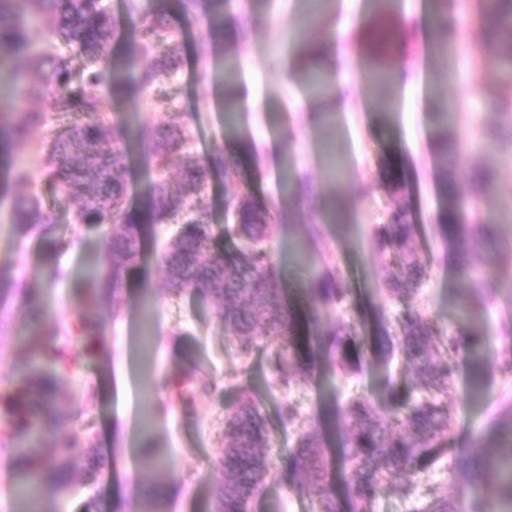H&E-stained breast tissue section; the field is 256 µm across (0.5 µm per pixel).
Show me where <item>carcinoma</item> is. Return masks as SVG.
<instances>
[{"mask_svg":"<svg viewBox=\"0 0 512 512\" xmlns=\"http://www.w3.org/2000/svg\"><path fill=\"white\" fill-rule=\"evenodd\" d=\"M228 4L229 0H208L212 20L202 44L223 37ZM482 5L486 40L502 47L506 61L512 64V0H482ZM167 13L168 0H151L145 22L140 21V0H127L123 18L111 15L101 0H0V70L9 73L18 105L8 121L9 149H23L31 130L45 122L48 112L79 118L50 136L42 182L59 202L73 205L75 223L96 226L106 236L109 262L88 283L93 301L120 308L125 284L141 259L144 225L173 224L177 232L161 265L166 289L211 297L224 327L233 335L231 349L239 359L250 357L264 337L276 342L270 365L285 385L312 377L317 347L329 355L340 373H361L362 344L353 324L342 318L328 332L309 336L304 321L287 307L278 266L263 249L272 214L270 201L245 187L225 201L232 219L225 236L231 246H220L206 186L214 174L230 182L239 180L238 166L224 158L221 146L199 155L190 148L185 127L164 128L147 148L146 207L127 203L125 176L139 121L112 119L98 88L107 86L114 101L132 107L137 104V85H155L154 106L171 107L174 94L169 85L179 74L180 57L178 32L169 24ZM45 16L52 20L53 37L76 46L83 56L79 80L72 79L64 57L48 51L35 37L33 28ZM392 31V21L382 17L368 32L367 51L378 64L374 76L380 83L387 79ZM111 39L153 49L140 79L132 78L126 58L107 55ZM435 117L433 146L448 156L451 170L459 165L453 113L444 106ZM174 157L181 160L182 180L172 190L167 172ZM495 178L493 168L472 169L470 198L449 197L436 214V231L457 259L463 278L475 275L471 258L476 252L495 251V265L485 276L484 286L511 290L512 255L502 253L500 224L480 209ZM13 186L26 189L24 195L12 197L14 223L27 233L50 238L53 213L43 205L26 168L16 165L9 170L0 180V195H9ZM415 228L408 206L400 202L373 232L379 250L399 257L397 273L386 282V292L395 299H405L408 286L427 277L409 247ZM308 292L328 309L341 310L348 304L343 278L337 272L313 276ZM457 304L467 318L482 315L486 308L483 299L470 295L460 296ZM379 329L384 360H401L409 392L400 393L396 382L387 380L390 406L385 414L359 393L342 402L346 442L336 456V468L350 492V512H371L373 502L385 491L404 499L414 497L420 473L442 460L448 471L467 483L474 484L484 475L471 466L469 451L457 446V430L446 401L463 352L469 351L470 361L480 363L476 355L481 333L466 326L457 333H445L415 307L405 308L393 323L381 321ZM101 339V326L78 313L64 337L56 330L31 334L14 353L15 389L4 405L12 421L5 440H0V454L11 459L15 477L30 494L38 488L48 489L54 497L65 493L72 485L73 472L81 473L84 484L92 485L106 465L91 430L72 424V414L58 392L66 377L81 366L82 356L91 353ZM193 372L188 368L162 377L158 387L169 398L184 402L185 383ZM277 417L281 427L293 430V446L278 467L269 455L270 430L258 395L250 386L239 388L224 433V481L215 491L218 512H250L252 500L269 475L289 487L306 479L303 487L317 500L319 512H340L330 490L331 462L323 440L299 428L301 413L296 404L280 403ZM481 442L507 466L499 497L502 503L511 504V402H506V409L495 417ZM460 509L459 500L442 497L430 500L418 512Z\"/></svg>","mask_w":512,"mask_h":512,"instance_id":"obj_1","label":"carcinoma"}]
</instances>
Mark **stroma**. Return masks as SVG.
I'll return each instance as SVG.
<instances>
[{
  "mask_svg": "<svg viewBox=\"0 0 512 512\" xmlns=\"http://www.w3.org/2000/svg\"><path fill=\"white\" fill-rule=\"evenodd\" d=\"M431 8V0L391 2L394 18L407 16L415 22L412 35L417 48L409 62L420 87L412 91L405 84L389 81L381 89L392 104L388 118L376 99L380 89L369 75L366 59H358L349 68L341 62L334 64L335 73L347 69L352 74L342 101L312 95L296 65L299 43L333 36L345 14L370 20L369 0H323L321 20L312 26L305 23L309 0H274L270 8L257 0H233L225 20L250 17L251 35L239 43H215L206 52L197 34L209 23L207 5H200L188 26L176 0H171L169 22L182 31L175 108L154 111V87L138 92L146 108L127 175L132 206L143 203L144 149L154 131L170 123L186 125L192 129L197 152L222 144L225 154L235 155L240 174L250 178L251 190L272 202L277 219L270 226L267 247L281 267L290 302L300 315L315 314L314 331H326L337 314L317 306L303 292L302 284L315 271H342L351 299L346 313L365 337L360 375L346 378L332 373L321 357L312 382L285 386L271 379L262 405L271 420L278 401H294L304 427L331 449L342 447L346 439L338 400L356 390L383 402L385 368L377 354L374 314L381 309L392 319L404 307L402 301L388 300L381 292L397 258L380 252L371 237L374 226L384 221L394 203L381 177L382 165L392 160L401 169V192L416 226L412 247L428 269L412 303L426 310L444 331L453 333L463 325L454 297L477 294L481 288L479 283L460 278L441 259L444 246L433 230V217L445 203L441 183L453 181L456 195L464 198L470 193L473 166L495 168L498 178L483 196L482 208L501 216L502 237L512 242V220L507 217L512 211V144L491 136L505 122L491 101L506 81L498 65L499 49L486 42L481 24L470 16L460 20L449 55L427 51L428 38L419 24L429 18ZM478 46L483 49V64L477 85L449 80L431 83L433 71H458L459 55ZM231 84L239 95L256 96L266 109L255 112L242 107L238 126L228 130L221 94ZM295 93L303 97L297 111L289 106ZM443 104L456 113V140L466 148L464 163L453 169L432 147L431 114ZM67 122V117L49 113L46 125L31 132L28 151L20 154L0 147V176L18 161L40 172L46 140ZM287 176L314 190L316 209H307L294 192L282 188ZM57 214L56 234L67 242L62 249L15 227L10 201L0 200V394L12 390L15 367L8 353L21 336L64 327L74 312L85 313L102 324L106 342L65 382L63 392L73 407L82 409L79 422L91 427L108 462L94 490L99 512H153L160 505L165 512H215L214 489L224 478L218 466L224 452V416L236 399L237 387L268 377L271 343H262L248 361H239L227 350L229 338L212 298L192 293L168 296L159 258L173 234L169 227L148 228L144 255L126 283L121 311L97 307L89 300L84 275L105 261L102 232L74 223L65 205H58ZM320 219L328 223L324 239L306 263H297L292 246L303 240L306 224ZM511 295L499 291L489 310L474 321L484 332L481 351L486 359H496L506 345L496 327ZM146 300L152 303L150 374L157 378L189 364L196 368L192 404L169 407L155 416L150 415L144 388L131 371L128 350L130 337L140 333ZM471 393L470 369L462 359L448 391V405L463 448L478 447L486 425L504 400L512 397V377L490 371L483 378L480 397L472 398ZM148 454L164 462V469L141 465L140 457ZM499 479L498 470L493 469L473 487L439 466L422 479L415 500L386 492L374 502L373 512H415L417 505L436 496L466 501L480 495L493 501L498 497ZM315 508L314 498L275 484L253 502L251 512H314Z\"/></svg>",
  "mask_w": 512,
  "mask_h": 512,
  "instance_id": "stroma-1",
  "label": "stroma"
}]
</instances>
